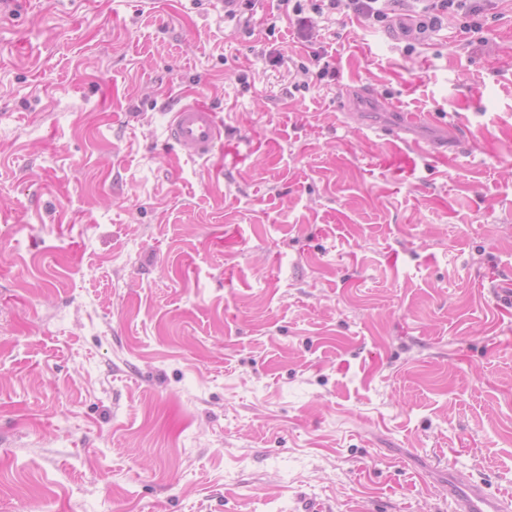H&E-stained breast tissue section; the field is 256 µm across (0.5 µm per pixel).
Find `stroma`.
Wrapping results in <instances>:
<instances>
[{
	"instance_id": "1",
	"label": "stroma",
	"mask_w": 512,
	"mask_h": 512,
	"mask_svg": "<svg viewBox=\"0 0 512 512\" xmlns=\"http://www.w3.org/2000/svg\"><path fill=\"white\" fill-rule=\"evenodd\" d=\"M319 48L335 81L295 89ZM194 99L206 161L167 137ZM1 211L0 512L512 498V0L417 44L0 0ZM167 131L169 140L191 158H210L224 143L223 125L217 112L200 102L179 106ZM448 499L455 512H504L509 504L490 494L483 483L455 471L448 473Z\"/></svg>"
}]
</instances>
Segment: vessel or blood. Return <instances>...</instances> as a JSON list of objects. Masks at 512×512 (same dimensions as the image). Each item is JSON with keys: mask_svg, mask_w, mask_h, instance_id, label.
<instances>
[{"mask_svg": "<svg viewBox=\"0 0 512 512\" xmlns=\"http://www.w3.org/2000/svg\"><path fill=\"white\" fill-rule=\"evenodd\" d=\"M168 138L186 156L207 159L223 146V125L208 105L188 102L175 110ZM448 498L454 512H506L511 506L490 494L483 483L454 471L448 475Z\"/></svg>", "mask_w": 512, "mask_h": 512, "instance_id": "b4317fda", "label": "vessel or blood"}]
</instances>
